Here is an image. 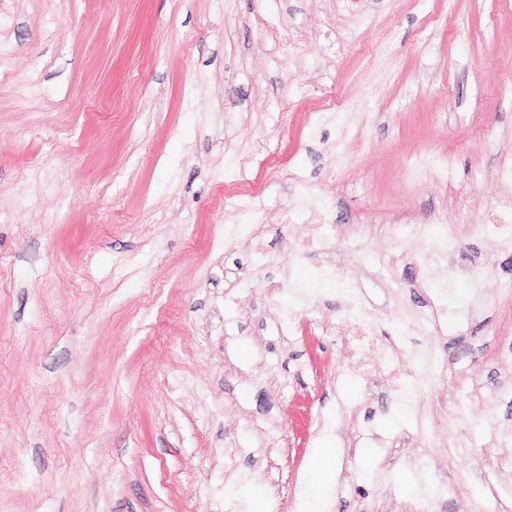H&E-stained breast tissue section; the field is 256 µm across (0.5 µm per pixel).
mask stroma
<instances>
[{"mask_svg":"<svg viewBox=\"0 0 512 512\" xmlns=\"http://www.w3.org/2000/svg\"><path fill=\"white\" fill-rule=\"evenodd\" d=\"M510 198L512 0H0V512H512Z\"/></svg>","mask_w":512,"mask_h":512,"instance_id":"stroma-1","label":"stroma"}]
</instances>
